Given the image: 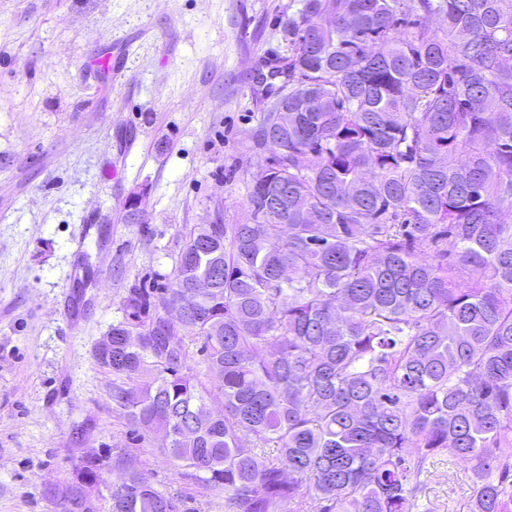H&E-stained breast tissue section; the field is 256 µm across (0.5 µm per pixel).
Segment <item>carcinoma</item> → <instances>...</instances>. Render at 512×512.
Returning a JSON list of instances; mask_svg holds the SVG:
<instances>
[{
  "mask_svg": "<svg viewBox=\"0 0 512 512\" xmlns=\"http://www.w3.org/2000/svg\"><path fill=\"white\" fill-rule=\"evenodd\" d=\"M283 38L249 221L125 290L112 402L228 512H425L442 454L512 512V0H301ZM96 461L62 512H98ZM110 512L188 510L129 468Z\"/></svg>",
  "mask_w": 512,
  "mask_h": 512,
  "instance_id": "carcinoma-1",
  "label": "carcinoma"
}]
</instances>
